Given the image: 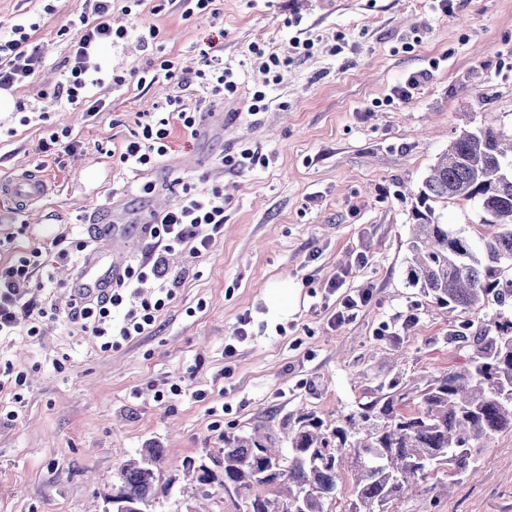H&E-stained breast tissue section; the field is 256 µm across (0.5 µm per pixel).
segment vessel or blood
<instances>
[{
  "label": "vessel or blood",
  "instance_id": "b4317fda",
  "mask_svg": "<svg viewBox=\"0 0 512 512\" xmlns=\"http://www.w3.org/2000/svg\"><path fill=\"white\" fill-rule=\"evenodd\" d=\"M47 183L41 171H26L0 182V195L24 206L40 201ZM134 227L130 224H101L97 231L104 243L85 263L80 277L71 282L75 288H108L122 276L128 251L126 242Z\"/></svg>",
  "mask_w": 512,
  "mask_h": 512
}]
</instances>
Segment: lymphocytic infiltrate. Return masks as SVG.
I'll use <instances>...</instances> for the list:
<instances>
[{"mask_svg":"<svg viewBox=\"0 0 512 512\" xmlns=\"http://www.w3.org/2000/svg\"><path fill=\"white\" fill-rule=\"evenodd\" d=\"M111 12L112 0H92L90 12L71 21L72 55L67 74L53 88L41 91V98L78 104L91 114L104 110L103 99L95 94L102 70L101 48L125 36L124 29L112 28ZM33 29L28 22L14 25L9 40L0 43V91L23 86L40 67L42 57L32 44ZM162 77L179 78L184 85L200 83L206 93L225 100L239 91L237 68L226 63L213 46L203 51L202 66L194 73L180 68L176 58L157 56L142 69L138 82L143 85ZM203 123L198 108L184 103L182 97L168 98L155 111L141 113L136 131L119 150L115 164L140 172L152 169L169 153L173 131L194 139L200 136ZM223 229V188L216 186L201 193L192 184H183L178 201L151 221L148 236L156 248L150 257L130 263L123 280L107 294L69 301L66 310H52V317L62 316L78 324L82 332L97 341L100 352L122 348L148 333L176 299L182 278L171 271L168 254L185 249L192 257H201ZM92 245V238L82 237L68 248L58 249L51 244L35 247L0 266V339L16 334L36 293L51 292L55 261L74 256L86 262ZM37 270L42 273L38 280L33 277Z\"/></svg>","mask_w":512,"mask_h":512,"instance_id":"1","label":"lymphocytic infiltrate"}]
</instances>
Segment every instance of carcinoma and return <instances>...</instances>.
I'll list each match as a JSON object with an SVG mask.
<instances>
[{
  "instance_id": "obj_1",
  "label": "carcinoma",
  "mask_w": 512,
  "mask_h": 512,
  "mask_svg": "<svg viewBox=\"0 0 512 512\" xmlns=\"http://www.w3.org/2000/svg\"><path fill=\"white\" fill-rule=\"evenodd\" d=\"M414 197L411 286L453 310H492L490 324L451 336L470 349L466 366L422 385L397 381L336 425L302 414L286 455L253 434H226L224 479L205 470L200 485L232 487L246 512H326L348 463V512H389L441 470L474 474L480 449L512 431V139L488 125L460 130ZM450 200L475 203L479 223L459 230L441 223L436 204ZM163 462L153 444L123 461L106 512H145ZM261 486L286 488L288 501L254 494Z\"/></svg>"
}]
</instances>
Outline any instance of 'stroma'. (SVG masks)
<instances>
[{"label":"stroma","mask_w":512,"mask_h":512,"mask_svg":"<svg viewBox=\"0 0 512 512\" xmlns=\"http://www.w3.org/2000/svg\"><path fill=\"white\" fill-rule=\"evenodd\" d=\"M158 3L114 0L112 24L127 36L102 56L126 81L104 79L96 93L106 108L91 117L38 96L59 81L71 42L63 27L86 0H0V33L20 19L40 25L32 38L44 63L14 98L48 113L25 125L16 110H0V179L34 169L48 177L43 201L0 206V238L19 222L36 244L88 236L116 213L138 224L150 206L175 202L179 179L201 192L224 188V231L201 257L173 256L174 270L189 277L152 333L103 353L76 325L42 317L66 306L62 267L30 316L39 336L0 342V359L27 376L17 418L0 420V512H106L120 462L149 442L166 454L150 512H186L197 481L184 464L215 468L225 434L259 431L284 449L300 412L330 423L395 380L457 370L468 356L448 335L473 312H448L409 286L407 242L413 194L456 133L488 113L512 135V0H454L448 14L432 0H217L213 26ZM294 14L300 27L288 24ZM152 27L160 34L147 47L141 37ZM216 35L228 61L245 59L259 39L289 58L283 81L267 88L266 112H248L261 79L249 68L226 101L173 80L138 86L157 49L195 69ZM297 37L314 40L311 55L295 54ZM424 69L412 101L386 103L394 85ZM175 94L207 112L206 133L172 137L153 170L114 168L110 154L139 113ZM55 127L71 129L81 150L41 156L38 144ZM243 145L268 155L269 166L225 170L222 154ZM147 182L156 186L149 195L140 191ZM342 271L346 289L368 286L373 297L338 325L341 296L327 285ZM275 288L287 289V311L271 308ZM243 315L249 336L225 359ZM61 357L62 372L52 365ZM174 384L182 396L155 401ZM199 390L205 400H195ZM394 512H512V432L481 450L475 477L452 485L438 473Z\"/></svg>","instance_id":"stroma-1"}]
</instances>
